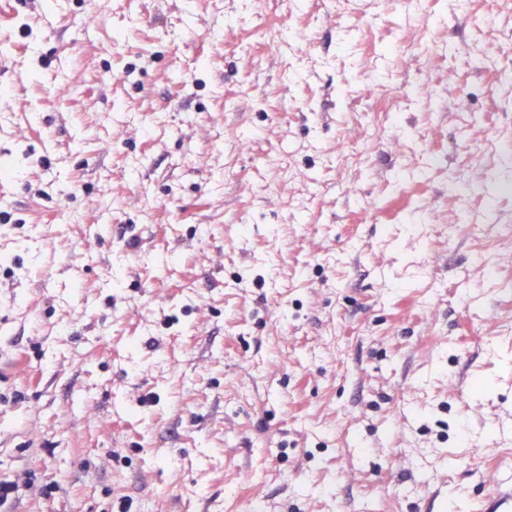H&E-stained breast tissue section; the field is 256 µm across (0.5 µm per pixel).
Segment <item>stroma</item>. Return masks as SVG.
I'll list each match as a JSON object with an SVG mask.
<instances>
[{
	"instance_id": "obj_1",
	"label": "stroma",
	"mask_w": 512,
	"mask_h": 512,
	"mask_svg": "<svg viewBox=\"0 0 512 512\" xmlns=\"http://www.w3.org/2000/svg\"><path fill=\"white\" fill-rule=\"evenodd\" d=\"M1 86L15 512H494L512 246L473 255L512 225V10L0 0Z\"/></svg>"
}]
</instances>
